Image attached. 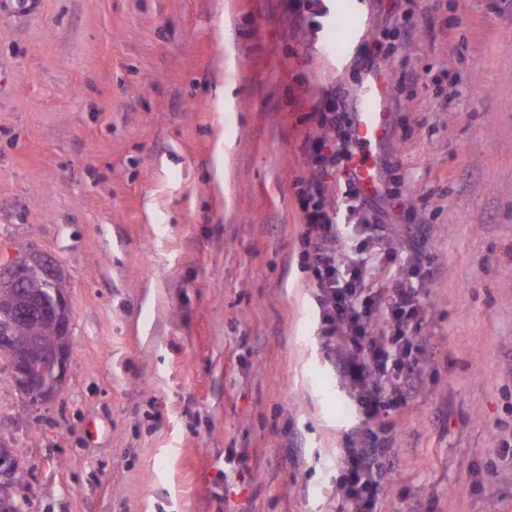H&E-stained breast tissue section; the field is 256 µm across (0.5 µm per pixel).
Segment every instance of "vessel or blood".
I'll use <instances>...</instances> for the list:
<instances>
[{
	"mask_svg": "<svg viewBox=\"0 0 512 512\" xmlns=\"http://www.w3.org/2000/svg\"><path fill=\"white\" fill-rule=\"evenodd\" d=\"M389 83L378 73L364 85L362 97L352 116L357 151L349 161V174L355 186L372 196L381 189V175L375 151L391 129V114L385 109Z\"/></svg>",
	"mask_w": 512,
	"mask_h": 512,
	"instance_id": "obj_1",
	"label": "vessel or blood"
}]
</instances>
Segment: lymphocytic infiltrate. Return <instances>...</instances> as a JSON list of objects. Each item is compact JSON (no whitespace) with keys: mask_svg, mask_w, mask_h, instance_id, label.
Instances as JSON below:
<instances>
[{"mask_svg":"<svg viewBox=\"0 0 512 512\" xmlns=\"http://www.w3.org/2000/svg\"><path fill=\"white\" fill-rule=\"evenodd\" d=\"M319 126L320 135L309 145L315 173L300 189L303 240L315 276L322 345L334 354L336 371L363 415V426L348 437L342 457L338 512H377L391 463L373 424L382 409L405 402L419 376L410 356L424 350L419 338L423 317L404 269L422 265L425 257L417 249L402 253L393 246L387 225L374 218L368 198L353 183H345L337 211L324 209L325 179L346 172L354 138L351 125L339 117L321 115ZM341 220L353 225L356 248H346L337 235ZM394 353L401 375L386 386L380 375Z\"/></svg>","mask_w":512,"mask_h":512,"instance_id":"f902f5d3","label":"lymphocytic infiltrate"}]
</instances>
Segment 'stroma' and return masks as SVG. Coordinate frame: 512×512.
<instances>
[{"label": "stroma", "instance_id": "stroma-1", "mask_svg": "<svg viewBox=\"0 0 512 512\" xmlns=\"http://www.w3.org/2000/svg\"><path fill=\"white\" fill-rule=\"evenodd\" d=\"M0 0V255L69 284L74 363L0 436L27 512H337L359 415L322 349L299 188L327 93L389 81L380 198L424 320L378 512H512V0ZM320 2L321 0H296L294 2L293 15L299 22L305 23L312 32L318 27L314 18L321 17L323 14ZM357 0H338L336 1V17L339 13H346L351 19V25L348 29L344 46L341 50L336 51V61H339L344 56L349 45L352 44L358 34L357 26Z\"/></svg>", "mask_w": 512, "mask_h": 512}]
</instances>
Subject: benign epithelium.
<instances>
[{"label": "benign epithelium", "mask_w": 512, "mask_h": 512, "mask_svg": "<svg viewBox=\"0 0 512 512\" xmlns=\"http://www.w3.org/2000/svg\"><path fill=\"white\" fill-rule=\"evenodd\" d=\"M37 275L60 284L65 280L55 258L34 248L0 264V286L15 289L14 318L23 320L36 313L51 319L57 327L58 335L41 346L42 362L38 369H33L22 357L9 366L16 389L32 405L46 404L61 391L71 362V309L67 289L54 288L46 296L30 295L24 291L27 277ZM17 471V455L5 441L0 448V476L12 488Z\"/></svg>", "instance_id": "1"}]
</instances>
